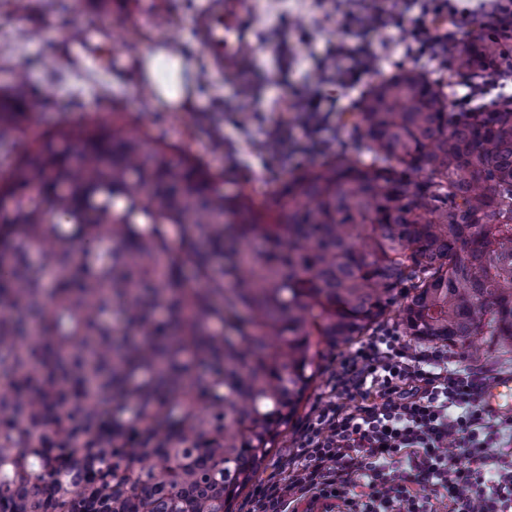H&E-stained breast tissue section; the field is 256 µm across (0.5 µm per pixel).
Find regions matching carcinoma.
<instances>
[{
    "instance_id": "cac0c4a2",
    "label": "carcinoma",
    "mask_w": 512,
    "mask_h": 512,
    "mask_svg": "<svg viewBox=\"0 0 512 512\" xmlns=\"http://www.w3.org/2000/svg\"><path fill=\"white\" fill-rule=\"evenodd\" d=\"M460 72L512 48L478 35ZM46 108L0 87V151ZM274 193L124 113L36 135L0 177V512H231L297 416L321 343L512 348V108L449 111L415 70Z\"/></svg>"
}]
</instances>
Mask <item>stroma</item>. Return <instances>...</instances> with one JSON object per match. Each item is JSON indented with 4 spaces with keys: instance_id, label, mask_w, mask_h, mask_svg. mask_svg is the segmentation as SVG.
<instances>
[{
    "instance_id": "stroma-1",
    "label": "stroma",
    "mask_w": 512,
    "mask_h": 512,
    "mask_svg": "<svg viewBox=\"0 0 512 512\" xmlns=\"http://www.w3.org/2000/svg\"><path fill=\"white\" fill-rule=\"evenodd\" d=\"M203 0H87L73 10L71 0H30L15 11L0 0V86L25 70L48 107L30 129L17 133L15 151L0 154V175L20 157L33 133L122 112L138 129L165 138L212 172L222 174L226 192L248 184L269 193L306 166L336 153L362 160L365 142L342 127L333 113L320 132L325 148L289 159L278 172L267 166L264 144L280 122L297 128L298 113L283 112L281 92L317 90L356 110L380 76L414 69L441 81L449 99L464 95L473 75L455 71L451 62L427 61L406 54L402 41L412 26H387L371 36L380 60L374 74L354 89L320 81L316 58L328 46L356 44L358 30L347 24L336 0H242L239 25L248 50L231 73L216 70L197 32ZM174 66L177 91L163 98L156 86L157 59ZM250 83L247 97L236 89Z\"/></svg>"
}]
</instances>
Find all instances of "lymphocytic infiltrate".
Segmentation results:
<instances>
[{
	"label": "lymphocytic infiltrate",
	"mask_w": 512,
	"mask_h": 512,
	"mask_svg": "<svg viewBox=\"0 0 512 512\" xmlns=\"http://www.w3.org/2000/svg\"><path fill=\"white\" fill-rule=\"evenodd\" d=\"M354 24L368 32L410 0H350ZM422 20L406 42L420 58L444 60L461 43L453 0H421ZM379 62L371 45H341L323 57V73L356 85ZM303 113L299 142L276 130L270 158L321 151L313 134L322 110L310 92L284 97ZM494 378L457 365L447 350H409L396 327L383 326L344 356L297 431V446L258 485L243 512H512V417L491 415Z\"/></svg>",
	"instance_id": "1"
}]
</instances>
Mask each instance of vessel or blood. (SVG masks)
Wrapping results in <instances>:
<instances>
[{
    "label": "vessel or blood",
    "mask_w": 512,
    "mask_h": 512,
    "mask_svg": "<svg viewBox=\"0 0 512 512\" xmlns=\"http://www.w3.org/2000/svg\"><path fill=\"white\" fill-rule=\"evenodd\" d=\"M239 0H205L200 15L203 47L211 53L216 67L232 69L239 48ZM492 414H512V375L499 377L485 397Z\"/></svg>",
    "instance_id": "obj_1"
}]
</instances>
